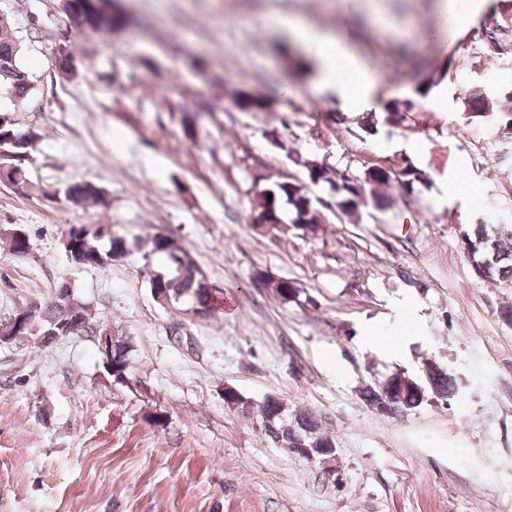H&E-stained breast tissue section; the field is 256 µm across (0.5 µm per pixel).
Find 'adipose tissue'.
<instances>
[{"label": "adipose tissue", "instance_id": "obj_1", "mask_svg": "<svg viewBox=\"0 0 512 512\" xmlns=\"http://www.w3.org/2000/svg\"><path fill=\"white\" fill-rule=\"evenodd\" d=\"M288 26L294 39L312 51L319 83L331 89L345 109L373 108L371 91L377 76L355 53L349 28L330 32L297 20L289 21Z\"/></svg>", "mask_w": 512, "mask_h": 512}]
</instances>
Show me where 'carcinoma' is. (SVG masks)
Instances as JSON below:
<instances>
[{
    "instance_id": "carcinoma-1",
    "label": "carcinoma",
    "mask_w": 512,
    "mask_h": 512,
    "mask_svg": "<svg viewBox=\"0 0 512 512\" xmlns=\"http://www.w3.org/2000/svg\"><path fill=\"white\" fill-rule=\"evenodd\" d=\"M71 11L76 19V27L82 32H112L125 24L122 11L117 6L104 17L101 5L94 0H69ZM22 46L14 35L12 24H0V98L7 99L14 106H22L32 101L34 83L28 69L21 62ZM56 56L60 61V73L74 76L77 65L70 49V43H58ZM465 118H484L498 114L506 118V128L512 129V106L503 112L499 105L484 95H472L465 99ZM238 109L247 112H266L270 109L269 100L249 90L239 91L233 98ZM412 103L404 100L387 102L381 112H364L358 119L363 133L375 135L382 124L399 125L411 111ZM38 138L34 129L19 125L15 110L0 107V172L7 173L8 180L0 178L19 193L29 189L27 164L31 151ZM294 163L306 170V180L274 181L255 192L251 207L254 224H271L279 229L282 224H291L306 234L314 235L327 222L323 212L324 203L315 197L310 186L327 185L332 204L329 210L340 221L360 212L361 206H371L377 211H385L392 206L393 198L389 190L397 187L401 193L410 196L421 192L427 183L426 174L412 160L405 156L392 165L376 163L364 166L354 174L350 170H334L322 161L311 160L296 153ZM64 199L72 204H93L108 206L103 188L89 182H75L62 190ZM79 239V253L72 256L70 264L78 267H99L112 265L130 251L127 240L114 236L106 224H83ZM464 250L473 258L474 274L483 281L512 277V233L508 237L491 234L479 224L473 234L462 239ZM151 252L161 254L166 259V268L156 273L150 280L152 290L162 293L171 301L184 296L192 297L199 310L212 311V291L188 252L173 239L166 236L152 238ZM254 287L277 295L285 302L296 298L297 286L288 280H274L259 273L253 279ZM38 327L33 336L45 346L53 343L49 331L66 325L72 316L78 315L84 321L83 327L75 332L79 336H96L101 323L93 320L91 309L70 291V286L62 282L54 291L53 298L39 309H24ZM132 344L126 340H115L112 349L113 371L120 374L129 369ZM456 379L436 362L428 361L421 373L411 375L406 371L393 374L379 386L368 385L361 395L368 405L380 412L397 414L415 409L430 397L446 398L455 392ZM260 418L265 425V435L275 440L293 453L302 448L336 447L333 436L321 427V421L306 410H296L288 414V407L275 396L264 398L260 406Z\"/></svg>"
}]
</instances>
